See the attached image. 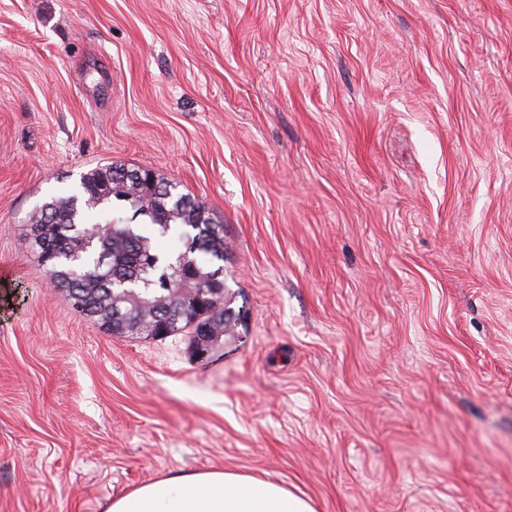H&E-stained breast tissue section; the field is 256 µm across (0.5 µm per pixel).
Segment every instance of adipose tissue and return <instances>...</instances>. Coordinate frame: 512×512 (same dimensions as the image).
I'll return each mask as SVG.
<instances>
[{
    "mask_svg": "<svg viewBox=\"0 0 512 512\" xmlns=\"http://www.w3.org/2000/svg\"><path fill=\"white\" fill-rule=\"evenodd\" d=\"M106 512H315L280 484L221 469L158 479L112 499Z\"/></svg>",
    "mask_w": 512,
    "mask_h": 512,
    "instance_id": "adipose-tissue-1",
    "label": "adipose tissue"
}]
</instances>
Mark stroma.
Wrapping results in <instances>:
<instances>
[{
	"mask_svg": "<svg viewBox=\"0 0 512 512\" xmlns=\"http://www.w3.org/2000/svg\"><path fill=\"white\" fill-rule=\"evenodd\" d=\"M110 162L223 229L207 361L46 286L31 211ZM210 469L512 512V0H0V512Z\"/></svg>",
	"mask_w": 512,
	"mask_h": 512,
	"instance_id": "obj_1",
	"label": "stroma"
}]
</instances>
